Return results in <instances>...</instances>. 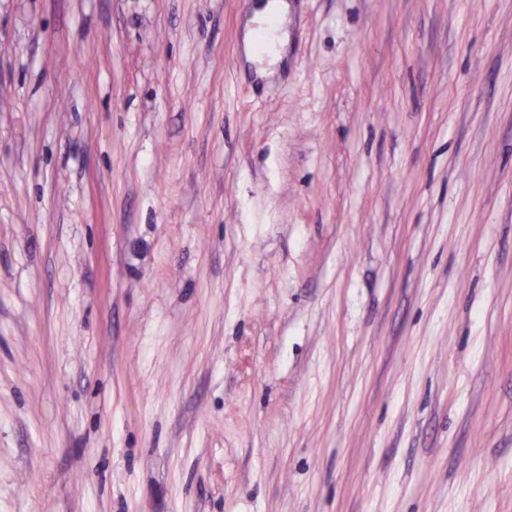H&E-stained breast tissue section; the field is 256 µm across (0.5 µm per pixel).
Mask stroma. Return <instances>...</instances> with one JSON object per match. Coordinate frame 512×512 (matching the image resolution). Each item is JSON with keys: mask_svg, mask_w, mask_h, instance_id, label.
Segmentation results:
<instances>
[{"mask_svg": "<svg viewBox=\"0 0 512 512\" xmlns=\"http://www.w3.org/2000/svg\"><path fill=\"white\" fill-rule=\"evenodd\" d=\"M0 0V512H512V0ZM283 1L286 0H273L270 3L265 4L262 9L258 10L254 14V17L247 24L244 33V47L246 57L252 63H262L266 61L268 65L273 66L283 60L288 46V35L283 32L281 28H278L272 39V48L266 54L268 58L263 59L264 55L258 54L255 49L256 28L253 26L269 15L278 16L279 19L282 20L288 13V3Z\"/></svg>", "mask_w": 512, "mask_h": 512, "instance_id": "1", "label": "stroma"}]
</instances>
